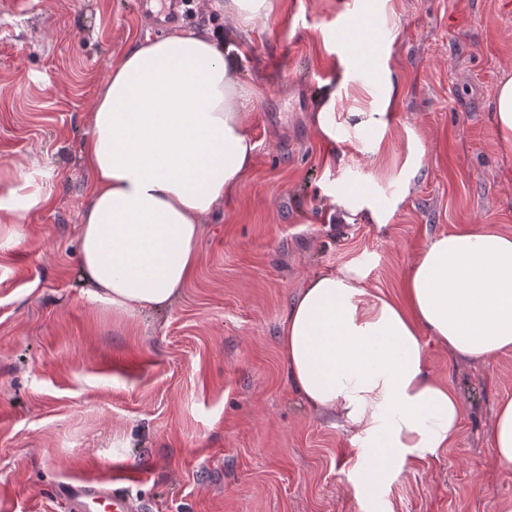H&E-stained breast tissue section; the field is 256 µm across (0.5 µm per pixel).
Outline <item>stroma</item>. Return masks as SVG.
<instances>
[{
  "label": "stroma",
  "instance_id": "35a3bbf8",
  "mask_svg": "<svg viewBox=\"0 0 512 512\" xmlns=\"http://www.w3.org/2000/svg\"><path fill=\"white\" fill-rule=\"evenodd\" d=\"M358 14H351L350 2ZM0 0V194L20 171L52 174L49 206L0 212V512H69L64 487L124 463L141 512H498L512 468L490 445L512 398V352L482 362L427 341L431 377L461 400L438 456L371 474L369 450L294 390L279 325L306 281L357 268L401 297L430 238L486 224L512 235V155L492 103L512 71V0H272L238 32L255 92L250 171L203 225L197 271L171 309L126 315L81 291L78 226L91 174L82 158L110 59L165 34L141 0ZM391 46L400 92L378 154L372 110L341 90L336 136L313 123L338 84L328 44L350 17ZM391 208L388 224L338 220L343 195Z\"/></svg>",
  "mask_w": 512,
  "mask_h": 512
}]
</instances>
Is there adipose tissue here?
Returning a JSON list of instances; mask_svg holds the SVG:
<instances>
[{
	"mask_svg": "<svg viewBox=\"0 0 512 512\" xmlns=\"http://www.w3.org/2000/svg\"><path fill=\"white\" fill-rule=\"evenodd\" d=\"M232 39L171 30L134 42L99 87L82 153L92 175L78 241L81 286L112 310L175 304L198 261L203 223L252 165L247 132L255 96L239 77ZM381 91L378 151L399 87L373 58ZM47 171L23 173L29 192L0 195V211L46 206ZM404 300L374 293L351 267L308 280L280 322L279 348L297 393L370 450L373 471L435 456L456 439L457 393L429 375L423 336L452 356L512 351V235L480 226L433 236L408 270Z\"/></svg>",
	"mask_w": 512,
	"mask_h": 512,
	"instance_id": "1",
	"label": "adipose tissue"
}]
</instances>
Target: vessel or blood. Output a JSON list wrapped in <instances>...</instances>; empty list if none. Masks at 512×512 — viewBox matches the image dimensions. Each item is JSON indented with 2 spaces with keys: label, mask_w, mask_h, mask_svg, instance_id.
Instances as JSON below:
<instances>
[{
  "label": "vessel or blood",
  "mask_w": 512,
  "mask_h": 512,
  "mask_svg": "<svg viewBox=\"0 0 512 512\" xmlns=\"http://www.w3.org/2000/svg\"><path fill=\"white\" fill-rule=\"evenodd\" d=\"M342 42V50L347 57L360 59L363 46L371 42L374 34L371 29L358 25L342 24L336 29ZM136 471L125 465L114 468L111 480H81L67 485L66 494L79 512H90L92 505L99 504L104 512H137L135 500L124 490V483L133 481Z\"/></svg>",
  "instance_id": "obj_1"
}]
</instances>
